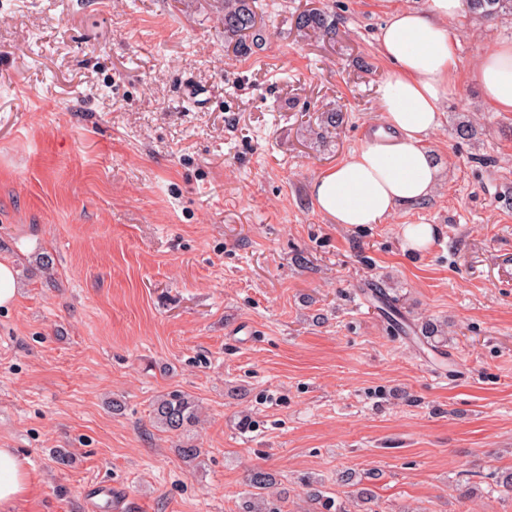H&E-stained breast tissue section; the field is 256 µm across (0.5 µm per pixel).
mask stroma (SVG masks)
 I'll return each instance as SVG.
<instances>
[{
  "label": "stroma",
  "instance_id": "stroma-1",
  "mask_svg": "<svg viewBox=\"0 0 512 512\" xmlns=\"http://www.w3.org/2000/svg\"><path fill=\"white\" fill-rule=\"evenodd\" d=\"M427 2L256 0L266 44L241 57L219 0H0V261L18 279L0 447L32 483L17 512H86L96 484L126 512H240L255 467L280 475L285 512H314L310 478L337 502L372 489L381 512H512V112L466 78L512 17L450 23L460 78L426 141L430 197L357 227L310 195L378 120L381 27ZM308 9L334 37L298 33ZM407 224L435 226L431 244L405 247ZM428 321L445 335L423 338ZM175 390L201 405L180 435L153 418Z\"/></svg>",
  "mask_w": 512,
  "mask_h": 512
}]
</instances>
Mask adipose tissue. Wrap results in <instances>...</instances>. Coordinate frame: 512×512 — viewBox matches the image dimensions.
Listing matches in <instances>:
<instances>
[{
  "label": "adipose tissue",
  "instance_id": "adipose-tissue-1",
  "mask_svg": "<svg viewBox=\"0 0 512 512\" xmlns=\"http://www.w3.org/2000/svg\"><path fill=\"white\" fill-rule=\"evenodd\" d=\"M462 0H429L426 11L393 10L379 37L392 69L378 90L377 129L348 158L318 176L311 198L332 223L379 224L428 198L442 170L425 141L440 126L457 83L458 41L449 23ZM471 78L500 112H512V41L490 46ZM31 491L23 459L0 448V512H16Z\"/></svg>",
  "mask_w": 512,
  "mask_h": 512
}]
</instances>
